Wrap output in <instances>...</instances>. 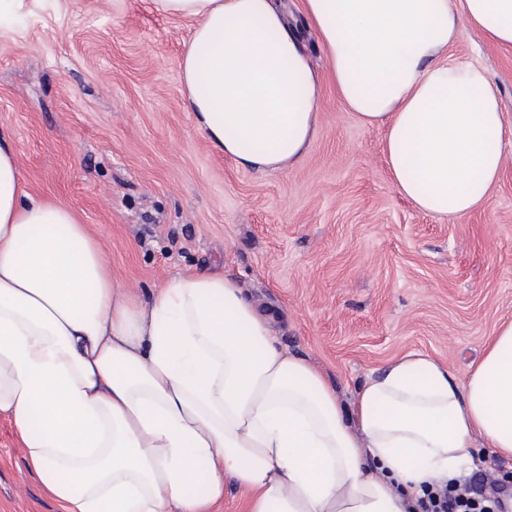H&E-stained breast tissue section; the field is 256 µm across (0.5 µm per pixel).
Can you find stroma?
I'll return each mask as SVG.
<instances>
[{"mask_svg":"<svg viewBox=\"0 0 512 512\" xmlns=\"http://www.w3.org/2000/svg\"><path fill=\"white\" fill-rule=\"evenodd\" d=\"M193 26L153 0H30L1 28L0 131L28 191L76 209L118 288L145 298L179 274L232 271L343 401L407 351L465 377L512 320V153L484 208L424 213L388 171L384 129L361 125L329 85L300 161L242 168L184 106ZM447 57L487 71L511 130L512 53L471 32ZM0 512H60L4 415Z\"/></svg>","mask_w":512,"mask_h":512,"instance_id":"obj_1","label":"stroma"}]
</instances>
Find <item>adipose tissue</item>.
<instances>
[{"label": "adipose tissue", "mask_w": 512, "mask_h": 512, "mask_svg": "<svg viewBox=\"0 0 512 512\" xmlns=\"http://www.w3.org/2000/svg\"><path fill=\"white\" fill-rule=\"evenodd\" d=\"M196 25L184 104L240 166L278 171L313 142L325 83L385 130L422 211L484 206L512 148L477 65L441 61L475 31L512 49V0H303L316 72L276 0H153ZM61 512H416L424 487L512 459V321L466 379L396 355L344 403L221 268L122 293L74 209L26 189L0 133V415Z\"/></svg>", "instance_id": "obj_1"}]
</instances>
